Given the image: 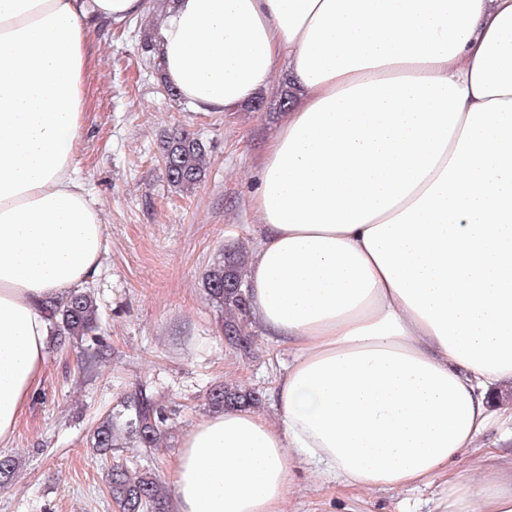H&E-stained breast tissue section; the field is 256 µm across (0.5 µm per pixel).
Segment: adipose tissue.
<instances>
[{
    "mask_svg": "<svg viewBox=\"0 0 512 512\" xmlns=\"http://www.w3.org/2000/svg\"><path fill=\"white\" fill-rule=\"evenodd\" d=\"M148 0H0V446L46 371L43 303L98 270L73 175L86 40ZM167 80L204 112L287 69L252 208V317L290 360L275 419L181 440L175 512H286L297 464L343 491L447 476L443 512H512V462L448 477L512 386V0H171Z\"/></svg>",
    "mask_w": 512,
    "mask_h": 512,
    "instance_id": "ef3b65f1",
    "label": "adipose tissue"
}]
</instances>
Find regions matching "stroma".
I'll list each match as a JSON object with an SVG mask.
<instances>
[{"mask_svg": "<svg viewBox=\"0 0 512 512\" xmlns=\"http://www.w3.org/2000/svg\"><path fill=\"white\" fill-rule=\"evenodd\" d=\"M166 16L151 0L143 16L90 34L83 134L74 176L97 200L105 226L98 272L88 281L103 318L98 346L48 342L43 383L7 454L19 468L0 488V512H117L107 475L114 464L169 484L184 433L208 416L210 388L226 383L268 391L287 353L252 327L253 351L224 340V313L202 276L225 246L252 243L259 220L250 196L262 148L279 125V91L259 112L206 113L166 93L155 50ZM175 127L197 133L208 150L203 182L179 193L166 180L160 142ZM104 358L95 359V350ZM172 406L159 448L90 451L99 421L138 386ZM512 455V426L495 424L464 449L453 474L479 473L485 452ZM334 476L298 467L287 512H438L441 479L412 489L357 496L336 491Z\"/></svg>", "mask_w": 512, "mask_h": 512, "instance_id": "obj_1", "label": "stroma"}]
</instances>
